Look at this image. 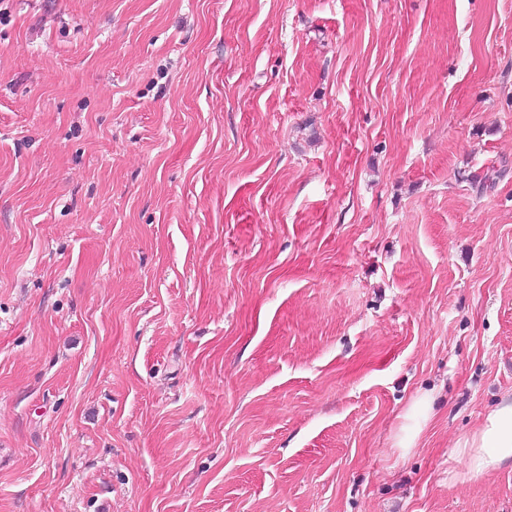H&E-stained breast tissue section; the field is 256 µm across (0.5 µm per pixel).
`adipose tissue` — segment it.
<instances>
[{
	"label": "adipose tissue",
	"mask_w": 512,
	"mask_h": 512,
	"mask_svg": "<svg viewBox=\"0 0 512 512\" xmlns=\"http://www.w3.org/2000/svg\"><path fill=\"white\" fill-rule=\"evenodd\" d=\"M458 454L474 475H489L512 464V401H503L487 414L478 429L460 441Z\"/></svg>",
	"instance_id": "1"
}]
</instances>
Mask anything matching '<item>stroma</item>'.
Masks as SVG:
<instances>
[{"label": "stroma", "mask_w": 512, "mask_h": 512, "mask_svg": "<svg viewBox=\"0 0 512 512\" xmlns=\"http://www.w3.org/2000/svg\"><path fill=\"white\" fill-rule=\"evenodd\" d=\"M0 5V512H512V0ZM432 417L428 395L417 397L404 417L399 433L396 435L395 446L403 451L414 448L416 440ZM408 421L410 422L408 424ZM458 454L473 475H489L512 465V401L504 400L478 429L459 441Z\"/></svg>", "instance_id": "obj_1"}]
</instances>
